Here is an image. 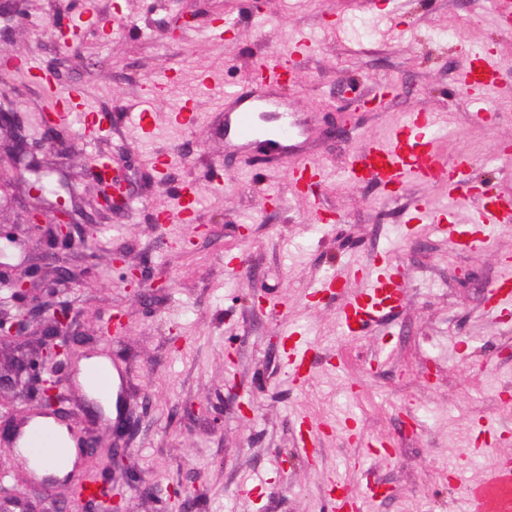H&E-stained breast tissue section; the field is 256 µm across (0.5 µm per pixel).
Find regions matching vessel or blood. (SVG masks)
I'll return each mask as SVG.
<instances>
[{
  "mask_svg": "<svg viewBox=\"0 0 512 512\" xmlns=\"http://www.w3.org/2000/svg\"><path fill=\"white\" fill-rule=\"evenodd\" d=\"M283 69L263 67L258 71V89L250 95L238 94L233 87H225L221 96L224 109L222 123L225 155H235L249 146L268 141L279 146L282 141L302 133L306 121L302 113L293 111L286 98L271 94L270 89L282 83ZM501 66L490 52L476 54L465 71L462 83L479 94L497 83ZM438 125L433 113L419 110L409 113L383 141L367 146L353 158L349 178L354 182L373 180L386 189L395 191L414 180L425 184L447 186L450 195L470 194L469 180L455 178L443 164L434 149ZM512 222V201L498 196H485L481 207L472 218V226L460 233L458 243L471 250L485 249L489 231L497 224ZM364 288L342 294V285L335 278L322 282L320 293L341 295L337 320L345 332L366 326L378 319L386 309L400 307L405 301V290L400 274L390 264L379 263L364 272ZM512 308V275L500 278L491 291L490 309L505 312ZM292 345L287 352L295 380L306 381L314 363L311 347L302 345L297 332H290ZM50 430L44 424L29 421L17 434L14 453L26 463L36 465L43 457L55 455L56 445L49 441ZM470 512H512V464L503 463L484 480L471 485Z\"/></svg>",
  "mask_w": 512,
  "mask_h": 512,
  "instance_id": "b4317fda",
  "label": "vessel or blood"
}]
</instances>
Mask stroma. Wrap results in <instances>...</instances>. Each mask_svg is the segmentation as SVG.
Returning <instances> with one entry per match:
<instances>
[{"label":"stroma","mask_w":512,"mask_h":512,"mask_svg":"<svg viewBox=\"0 0 512 512\" xmlns=\"http://www.w3.org/2000/svg\"><path fill=\"white\" fill-rule=\"evenodd\" d=\"M195 13L179 41L162 31ZM230 24L213 34L216 18ZM84 28L78 58L55 39L53 21ZM293 58L286 94L312 116L289 162L258 156L225 164L217 134V94L252 89L264 62ZM491 49L501 76L483 99L460 83L472 51ZM40 68L60 67L80 88L103 130L89 138L80 118L67 121L71 154L38 152L42 180L56 184L48 201L75 192L85 210L96 196L94 159L123 153L131 166L127 211L97 216L90 236L98 260L74 251L69 268L86 275L60 285L82 332L61 373L59 416L91 394L79 381L92 359L125 372L116 406L79 418L75 436L105 434L136 416L131 460L141 479L122 486L130 512H168L172 488L189 489L185 512H332L330 483L342 481L361 512H466L469 487L512 457V312L489 310V293L512 258V223L496 225L481 251L456 245L478 197L408 184L400 196L380 185H351L353 155L388 136L408 113H436V149L447 165L470 161L473 184L512 199V31L495 23L492 0H27L24 18L0 0V50ZM211 78L212 89L201 86ZM193 127L175 124L184 100ZM486 120H478L477 111ZM150 112L155 134L141 138L136 113ZM294 159L316 162V195L295 191ZM223 166V182L212 169ZM194 186V224L182 223L178 194ZM28 189L0 168V224H23ZM455 211L438 229L413 224L422 203ZM121 250L164 291L133 296L108 264ZM47 241L19 234L0 241V273L43 264ZM401 274L406 301L357 335L342 332L333 299L310 301L331 273L372 269L378 261ZM258 289L264 304L247 299ZM123 311L125 337L91 341L97 312ZM301 332L319 362L308 381H293L285 332ZM235 387H228V380ZM252 403L245 414L244 403ZM390 443L372 455L348 438ZM312 428L314 453L297 439ZM389 490L366 498L367 480Z\"/></svg>","instance_id":"stroma-1"}]
</instances>
